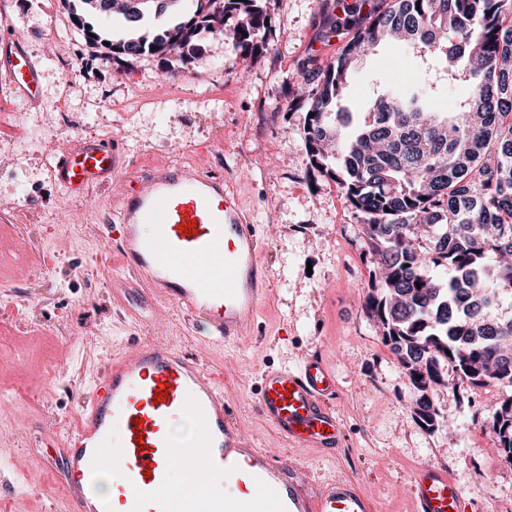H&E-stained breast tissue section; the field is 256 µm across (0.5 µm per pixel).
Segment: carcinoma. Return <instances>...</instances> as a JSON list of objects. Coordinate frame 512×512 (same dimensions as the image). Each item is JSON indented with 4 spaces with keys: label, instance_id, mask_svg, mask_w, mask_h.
<instances>
[{
    "label": "carcinoma",
    "instance_id": "1",
    "mask_svg": "<svg viewBox=\"0 0 512 512\" xmlns=\"http://www.w3.org/2000/svg\"><path fill=\"white\" fill-rule=\"evenodd\" d=\"M74 30L109 43L104 60L152 52L186 65L194 42L219 37L235 15L234 46L261 53L271 17L262 0H65ZM512 0H379L349 22L354 35L326 70L302 66L304 85L287 108H307V168L337 182L364 218L373 264L364 312L414 388L411 408L434 429L429 393L448 368L474 387L512 388ZM393 41L422 61L424 91L382 88L362 119L340 107L357 63ZM465 83L453 112L436 86ZM421 379H416V376ZM512 459V395L493 416Z\"/></svg>",
    "mask_w": 512,
    "mask_h": 512
}]
</instances>
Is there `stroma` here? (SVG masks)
Segmentation results:
<instances>
[{
	"instance_id": "obj_1",
	"label": "stroma",
	"mask_w": 512,
	"mask_h": 512,
	"mask_svg": "<svg viewBox=\"0 0 512 512\" xmlns=\"http://www.w3.org/2000/svg\"><path fill=\"white\" fill-rule=\"evenodd\" d=\"M355 0H268L265 49L245 64L223 40L203 41L192 65L169 76L159 58L104 62L75 31L63 0H0V39L19 38L40 70L42 98L31 103L0 81V512H69L56 475L42 469L75 420L111 355L130 337L151 336L221 371L224 400L241 432L275 447L254 410L265 366H298L317 355L335 372V409L344 443L329 455L289 450L312 484L357 479L380 512H417L413 471L433 464L459 487L464 512H512V464L502 460L491 422L512 395L497 384L472 387L456 372L430 397L451 428L422 429L413 388L363 312L372 266L364 256L359 215L340 186L309 170L305 109H288L303 63H332L347 33L330 14ZM419 60L389 43L354 70L342 102L364 111L380 75L398 73L399 90L420 82ZM112 140L122 170L111 185L68 198L53 175L55 160L76 146ZM157 168L224 177L264 243L273 284L254 328L238 342L204 341L186 312L145 303L142 286L114 261L100 233L125 197Z\"/></svg>"
}]
</instances>
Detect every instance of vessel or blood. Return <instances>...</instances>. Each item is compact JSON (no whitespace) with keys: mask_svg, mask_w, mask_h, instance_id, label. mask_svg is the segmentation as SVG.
I'll return each mask as SVG.
<instances>
[{"mask_svg":"<svg viewBox=\"0 0 512 512\" xmlns=\"http://www.w3.org/2000/svg\"><path fill=\"white\" fill-rule=\"evenodd\" d=\"M0 79L26 100L41 94L39 72L18 41L0 43ZM111 143L86 144L59 157L54 175L71 195L111 181ZM147 190L125 199L105 230L121 265L155 298L186 310L213 342L239 339L271 293L262 242L224 179L160 169ZM219 372L169 344L138 339L108 361L78 400L63 453L70 512H377L357 481L334 479L310 490L287 456L259 448L240 432L224 402ZM336 374L318 357L300 367L263 371L257 412L294 448L330 450L343 440L332 405ZM188 422L177 434L174 423ZM192 475L202 495L180 502L175 472ZM112 494H98L104 474ZM224 474L229 492L212 489ZM418 512H462V494L443 469L412 479Z\"/></svg>","mask_w":512,"mask_h":512,"instance_id":"obj_1","label":"vessel or blood"}]
</instances>
